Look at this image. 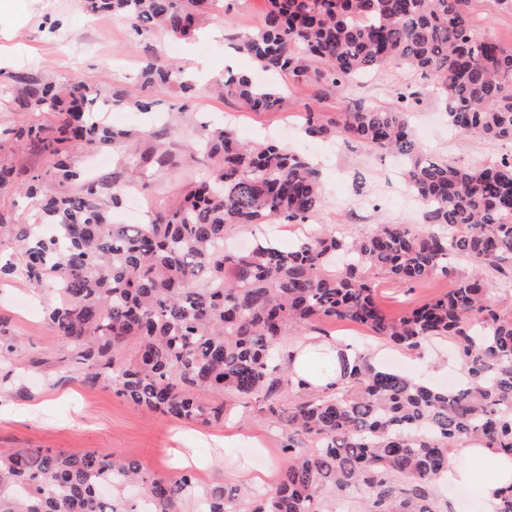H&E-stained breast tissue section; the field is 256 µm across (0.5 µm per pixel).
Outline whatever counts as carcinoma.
I'll use <instances>...</instances> for the list:
<instances>
[{
	"mask_svg": "<svg viewBox=\"0 0 512 512\" xmlns=\"http://www.w3.org/2000/svg\"><path fill=\"white\" fill-rule=\"evenodd\" d=\"M220 0H82L90 15L126 22L135 35L158 30L186 38ZM268 7L238 49L262 69L314 82L327 96L360 76L402 65L422 91L444 105L448 123L476 141L512 144V47L479 35L468 0H266ZM145 94L130 104L150 113L157 84H192L184 68L154 58L142 67ZM23 112L48 111V125L20 126L15 138L49 161L31 174L24 196L30 218L0 210L23 250L22 272L55 299L48 324L87 369L85 380L109 387L138 407L207 424L224 420L235 401L262 399L288 424L284 469L271 492L245 490L248 512H333L354 492L367 512H453L439 505L438 479L448 450L466 441L512 454V315L495 307L512 288V155L490 165L459 166L427 155L407 115L360 106L325 120L312 107L308 135L356 141L406 160L402 178L426 210L424 224H381L354 240L305 236L288 249L266 234L250 251L224 250V238L274 221L302 224L321 205L319 171L304 156L268 143L240 142L233 129L202 122L187 145L206 169L185 175V189L149 210L143 224H116L123 192L180 127L170 119L147 131L150 152L128 154L112 178L83 182L70 164L86 145L119 148L137 133L96 117L104 96L87 83L13 77ZM215 92L252 111L281 112L288 98L246 74L224 75ZM470 275L447 293L391 317L374 296L375 279L410 286ZM348 320L408 349L431 337L457 345L467 379L448 392L359 355L341 360V383L284 408L291 353L280 346L298 327ZM139 485L149 512H180L202 498L203 512H240L239 494L199 491L197 478L149 474L136 461L96 451L19 448L0 455V512H140L127 497Z\"/></svg>",
	"mask_w": 512,
	"mask_h": 512,
	"instance_id": "1",
	"label": "carcinoma"
}]
</instances>
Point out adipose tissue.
I'll return each mask as SVG.
<instances>
[{
	"label": "adipose tissue",
	"instance_id": "adipose-tissue-1",
	"mask_svg": "<svg viewBox=\"0 0 512 512\" xmlns=\"http://www.w3.org/2000/svg\"><path fill=\"white\" fill-rule=\"evenodd\" d=\"M288 362V377L293 386L309 390H322L330 383L339 381L340 359H353V351L341 350L336 342L311 338L294 345ZM465 458L478 464L483 470L481 480H474L471 470L462 468L460 458L449 455L445 476L459 485H477L488 512H495L502 489L512 485V455L481 444L466 448Z\"/></svg>",
	"mask_w": 512,
	"mask_h": 512
}]
</instances>
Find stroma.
I'll return each mask as SVG.
<instances>
[{
	"mask_svg": "<svg viewBox=\"0 0 512 512\" xmlns=\"http://www.w3.org/2000/svg\"><path fill=\"white\" fill-rule=\"evenodd\" d=\"M264 9V0H221L207 28L194 37L176 40L149 31L133 47L126 25L109 16L88 15L81 0H12L11 26L0 31V55L9 56L8 66L0 69V164L24 175L49 167L46 157L23 146L12 134L20 125L52 120L46 112L20 111L14 98L3 92L10 76L22 73L59 82L84 79L104 94L118 87L135 95L147 58L191 64L196 70L192 95H184L172 84L153 91L159 111L183 112L182 128L169 149L174 164L183 170L191 165L185 145L201 118L230 123L241 140L258 141L278 137L283 121L298 120L309 106L330 118L358 102L397 108L396 91L418 83L403 66L392 64L359 79L345 93L319 99L310 85L284 75H261L254 59L237 50L235 38L249 30ZM467 9L480 34L512 46V13L502 9L498 0H469ZM56 19L62 22L60 29L49 32L50 22ZM229 70L264 76L266 84L285 90L287 112H247L234 98L214 95L212 80ZM407 110L420 146L448 162L482 166L508 151L502 143H477L449 128L433 97L422 96L410 102ZM284 144L306 155L320 170L324 197L308 232H332L352 239L380 224H422L423 209L407 206L408 190L392 154L369 150L355 141L311 138L300 127ZM148 149V142L139 139L113 151L79 150L71 162L77 170L107 177L123 156ZM470 271L468 262L459 261L455 278ZM455 278L434 277L402 289L379 277L375 297L387 313L397 315L448 292ZM51 301L44 287L23 276L0 282V330L17 339L12 353L0 361L1 453L17 448L94 450L135 459L148 472L170 477L175 450L189 448L197 459L194 473L201 487L220 485L231 492L276 486L288 428L269 418L258 402L230 406L224 422L203 425L149 414L113 390L89 387L82 381L83 365L70 359L65 341L45 321L44 311ZM323 328L329 337L364 338L369 346L383 348L380 363L395 372L423 377L442 389L459 378L457 354L449 340L435 341L421 354L386 343L348 321H329Z\"/></svg>",
	"mask_w": 512,
	"mask_h": 512,
	"instance_id": "obj_1",
	"label": "stroma"
}]
</instances>
